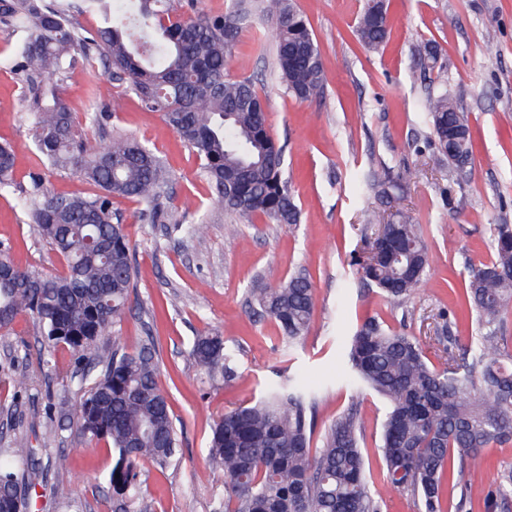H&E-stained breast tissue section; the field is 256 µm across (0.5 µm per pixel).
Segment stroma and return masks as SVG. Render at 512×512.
<instances>
[{
	"label": "stroma",
	"mask_w": 512,
	"mask_h": 512,
	"mask_svg": "<svg viewBox=\"0 0 512 512\" xmlns=\"http://www.w3.org/2000/svg\"><path fill=\"white\" fill-rule=\"evenodd\" d=\"M318 42L327 81L308 101L292 97L273 73L274 44L267 22L243 32L229 73L262 78L267 126L285 149L300 220L292 225L241 224L212 201L197 154L164 121L143 108L127 83L99 64L78 63L62 82L71 111L97 115L91 141L135 137L165 162L170 206L188 222H203L198 235L170 224H150L140 205L113 196L112 211L125 225L133 249L135 288L130 309L115 327L127 351L154 343L158 383L167 394L180 446L165 468L139 464L140 493L152 512H224V473L208 459L211 425L225 410L258 400L265 390L292 379L316 391L312 448L322 446L328 424L357 406L365 431L366 476L382 512H420L412 497L391 491L383 479L381 425L388 405L349 379L345 347L366 318L429 343L428 357L441 366L452 331L454 352L478 344L476 314L464 292L470 267L494 256L493 228L512 225V0H386L389 36L368 50L353 30L366 0H295ZM26 34L0 30V142L16 152L17 187L0 194V244L23 268L60 270L51 247L35 241L20 190L40 173L55 193L91 196L80 178L41 166L29 131L28 111L16 62ZM432 42L439 57L428 67L413 53ZM446 89L467 117L473 144L468 174L437 156L425 122V105ZM392 176L412 171L400 200L386 204L358 188L367 171ZM404 212L420 224L434 258L414 297L403 305L368 285L357 263L375 225ZM309 273L315 294L311 327L288 348L277 325L251 314L255 289L272 288L297 271ZM216 333L236 360L231 382L211 377L190 354L197 336ZM41 332L20 316L0 335V448L27 435L44 466L35 487L36 512H114L109 475L118 454L101 441L77 437L71 422L81 399L82 366L67 348L55 352L56 371L38 359ZM27 386L16 389L12 380ZM491 464L465 470L468 512H484L483 499L497 489L499 471L512 468V443L489 448ZM69 458L66 469L54 466ZM65 485L70 498L54 495Z\"/></svg>",
	"instance_id": "stroma-1"
}]
</instances>
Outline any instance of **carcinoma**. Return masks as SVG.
<instances>
[{
  "instance_id": "1",
  "label": "carcinoma",
  "mask_w": 512,
  "mask_h": 512,
  "mask_svg": "<svg viewBox=\"0 0 512 512\" xmlns=\"http://www.w3.org/2000/svg\"><path fill=\"white\" fill-rule=\"evenodd\" d=\"M275 32L274 65L292 96L309 100L324 92L325 75L313 31L294 0H234L222 15L185 14L182 0H0V25L25 28L17 71L29 106L31 134L42 164L72 171L98 188L92 197L55 194L41 174L31 176L24 205L30 233L50 245L63 271L47 275L0 257V332L27 314L44 335L39 363L54 368L55 348L65 344L89 365L80 382L76 432L118 450L109 475L120 496L116 512L135 503L139 461L160 467L175 459L179 439L167 396L158 385L151 346L125 351L112 337V356L99 341L120 322L134 288L132 248L111 197L133 199L151 224H181L169 207L162 160L131 136L93 143L95 117L72 112L59 86L79 61L98 62L128 80L141 105L161 113L195 150L213 199L251 223L296 224L299 210L283 176L284 150L267 132L262 87L250 76L227 71L253 11ZM94 15L85 29L74 15ZM360 42L379 49L388 38L387 14L369 0L357 26ZM426 122L448 165L471 161L469 126L446 93L429 98ZM15 151L0 144V192L14 186ZM364 184L382 196L400 185L377 171ZM396 233L393 251L363 266L364 278L396 304L407 302L432 265L420 225L399 214L374 238ZM512 228L494 234V258L469 271L466 298L482 330L473 353H448L445 366L429 364L421 342L365 320L351 336L348 365L362 384L388 403L381 453L391 489L422 503L424 512H460L449 482L459 468L488 464L486 450L512 441ZM314 288L297 272L274 288L254 292L253 313L273 321L290 344L301 341L314 314ZM191 354L210 376L230 382L236 363L217 334L199 336ZM314 395L291 382L266 399L227 410L213 425L211 463L224 470V512H380L368 485L361 450L362 424L351 406L328 426L322 448H310ZM37 449L25 435L0 448V512H10L17 493L31 507Z\"/></svg>"
}]
</instances>
